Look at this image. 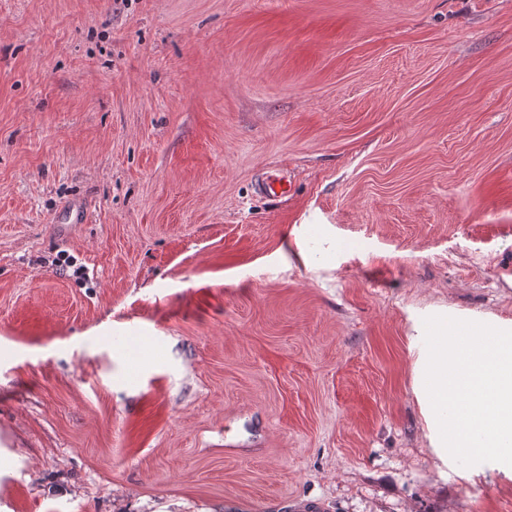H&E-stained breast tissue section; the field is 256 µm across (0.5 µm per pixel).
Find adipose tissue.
<instances>
[{
    "label": "adipose tissue",
    "instance_id": "1",
    "mask_svg": "<svg viewBox=\"0 0 512 512\" xmlns=\"http://www.w3.org/2000/svg\"><path fill=\"white\" fill-rule=\"evenodd\" d=\"M413 391L432 453L473 480H512V321L445 309L414 321Z\"/></svg>",
    "mask_w": 512,
    "mask_h": 512
}]
</instances>
